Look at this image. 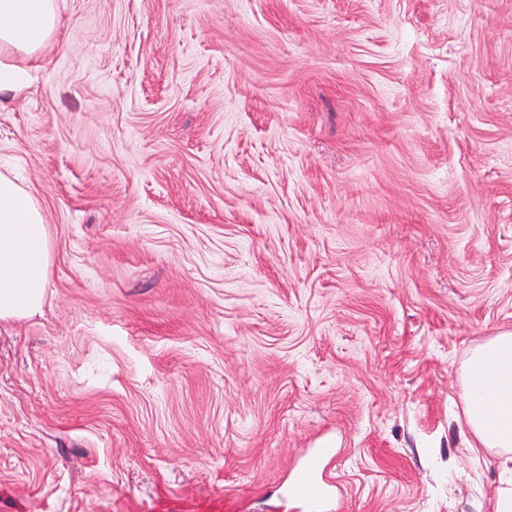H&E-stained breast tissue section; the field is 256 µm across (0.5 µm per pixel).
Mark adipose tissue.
Segmentation results:
<instances>
[{
  "label": "adipose tissue",
  "mask_w": 512,
  "mask_h": 512,
  "mask_svg": "<svg viewBox=\"0 0 512 512\" xmlns=\"http://www.w3.org/2000/svg\"><path fill=\"white\" fill-rule=\"evenodd\" d=\"M60 27L57 0H0V93L28 88ZM51 252L31 194L0 173V321L32 316L45 302ZM461 398L473 445L512 463V333L475 344L461 366Z\"/></svg>",
  "instance_id": "ef3b65f1"
}]
</instances>
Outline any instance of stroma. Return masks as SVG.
<instances>
[{"mask_svg":"<svg viewBox=\"0 0 512 512\" xmlns=\"http://www.w3.org/2000/svg\"><path fill=\"white\" fill-rule=\"evenodd\" d=\"M0 173V512H491L460 368L512 333V0H57ZM50 263L42 210L28 191L0 173V321L41 310ZM330 443H322L317 448H312L309 452L305 464L301 470L299 482L308 484L313 492L307 500L302 501L301 510L322 509L326 505L336 502V511L339 498L336 494V483L328 473V464L323 465L325 461L329 462L334 458L335 448H331ZM311 460H316L319 464H314Z\"/></svg>","mask_w":512,"mask_h":512,"instance_id":"1","label":"stroma"}]
</instances>
